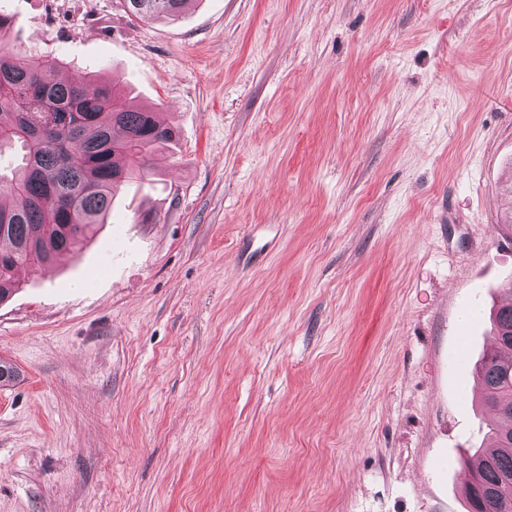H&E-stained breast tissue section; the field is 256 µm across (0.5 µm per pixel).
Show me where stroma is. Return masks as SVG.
Returning <instances> with one entry per match:
<instances>
[{
	"instance_id": "stroma-1",
	"label": "stroma",
	"mask_w": 512,
	"mask_h": 512,
	"mask_svg": "<svg viewBox=\"0 0 512 512\" xmlns=\"http://www.w3.org/2000/svg\"><path fill=\"white\" fill-rule=\"evenodd\" d=\"M0 11L177 129L0 302V512H466L512 276V0ZM136 18H167L175 20L188 0H124Z\"/></svg>"
}]
</instances>
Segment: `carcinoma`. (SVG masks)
Instances as JSON below:
<instances>
[{"instance_id": "carcinoma-1", "label": "carcinoma", "mask_w": 512, "mask_h": 512, "mask_svg": "<svg viewBox=\"0 0 512 512\" xmlns=\"http://www.w3.org/2000/svg\"><path fill=\"white\" fill-rule=\"evenodd\" d=\"M137 18L175 20L187 0H125ZM11 16L0 12V301L19 288L18 273L72 254L104 223L121 186L144 172L146 158L176 133L155 108L137 105L115 78L96 71L56 81L61 60L27 55L12 45ZM495 346L476 372L481 398L499 419L491 449L462 461L469 473V512H512V306L493 317Z\"/></svg>"}]
</instances>
